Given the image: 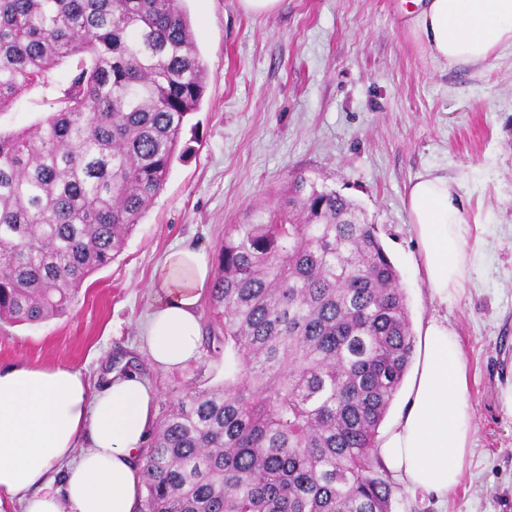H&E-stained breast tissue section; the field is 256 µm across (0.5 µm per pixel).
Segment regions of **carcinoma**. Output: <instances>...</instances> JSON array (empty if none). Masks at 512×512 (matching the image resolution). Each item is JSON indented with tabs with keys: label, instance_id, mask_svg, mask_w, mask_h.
Returning <instances> with one entry per match:
<instances>
[{
	"label": "carcinoma",
	"instance_id": "obj_1",
	"mask_svg": "<svg viewBox=\"0 0 512 512\" xmlns=\"http://www.w3.org/2000/svg\"><path fill=\"white\" fill-rule=\"evenodd\" d=\"M68 62L54 112L0 133V320L68 313L164 189L206 68L182 0H0V114ZM224 382L142 458L139 512H393L378 429L415 350L400 275L351 200L296 175L224 237Z\"/></svg>",
	"mask_w": 512,
	"mask_h": 512
}]
</instances>
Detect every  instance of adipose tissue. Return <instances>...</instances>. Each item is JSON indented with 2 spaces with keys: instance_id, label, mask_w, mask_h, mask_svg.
<instances>
[{
  "instance_id": "1",
  "label": "adipose tissue",
  "mask_w": 512,
  "mask_h": 512,
  "mask_svg": "<svg viewBox=\"0 0 512 512\" xmlns=\"http://www.w3.org/2000/svg\"><path fill=\"white\" fill-rule=\"evenodd\" d=\"M406 28L436 61L478 65L512 49V0H413ZM461 189L428 171L407 190L426 282L444 303L476 271ZM211 279L205 254L190 246L171 249L156 266L141 326L154 367L196 359L198 308ZM154 425V392L137 374H111L94 389L67 365L0 367V506L15 499L24 512H138L139 459ZM472 440L461 347L447 322L435 319L419 339L409 406L378 455L408 489L439 497L458 485Z\"/></svg>"
}]
</instances>
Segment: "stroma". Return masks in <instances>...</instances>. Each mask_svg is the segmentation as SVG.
<instances>
[{"instance_id":"35a3bbf8","label":"stroma","mask_w":512,"mask_h":512,"mask_svg":"<svg viewBox=\"0 0 512 512\" xmlns=\"http://www.w3.org/2000/svg\"><path fill=\"white\" fill-rule=\"evenodd\" d=\"M206 89L183 130L161 194L120 255L91 276L65 316L0 322V367L80 370L92 387L135 372L163 417L186 388L224 380V363L199 354L162 371L141 349L164 254L190 244L218 265L224 235L252 210L277 207L303 174L353 200L377 225L397 267L413 331L433 319L459 335L474 435L469 465L447 496L410 492L391 477L395 512H512V50L480 66L430 58L404 25L407 0H282L269 14L239 0H185ZM70 73L55 68L7 113L0 132L34 125L55 108ZM462 185L478 225V271L453 302L428 289L407 189L425 171Z\"/></svg>"}]
</instances>
